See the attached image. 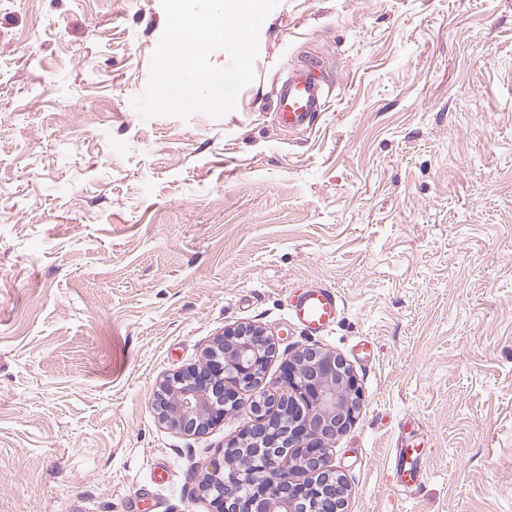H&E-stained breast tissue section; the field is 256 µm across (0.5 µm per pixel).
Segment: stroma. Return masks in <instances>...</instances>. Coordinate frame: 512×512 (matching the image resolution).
Here are the masks:
<instances>
[{"mask_svg":"<svg viewBox=\"0 0 512 512\" xmlns=\"http://www.w3.org/2000/svg\"><path fill=\"white\" fill-rule=\"evenodd\" d=\"M165 21L0 0V512H210L243 419L186 436L154 391L240 323L277 341L270 392L303 348L350 365L346 512H512V0H281L218 119L133 107ZM313 57L331 102L284 128ZM311 285L344 301L320 335ZM292 318L309 334L328 330L341 313L342 299L333 288H301L292 300ZM424 441H412L400 448L395 465V473L402 483L411 484L419 478V459L422 455V448H425Z\"/></svg>","mask_w":512,"mask_h":512,"instance_id":"35a3bbf8","label":"stroma"}]
</instances>
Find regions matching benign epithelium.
<instances>
[{
	"mask_svg": "<svg viewBox=\"0 0 512 512\" xmlns=\"http://www.w3.org/2000/svg\"><path fill=\"white\" fill-rule=\"evenodd\" d=\"M275 338L260 326L224 329L199 364L166 375L154 403L159 419L203 435L238 412L241 436L200 485L212 512H345L347 486L326 443L352 424L361 394L340 356L304 348L281 365L283 392L263 389ZM253 393L249 409L240 394Z\"/></svg>",
	"mask_w": 512,
	"mask_h": 512,
	"instance_id": "7a95c632",
	"label": "benign epithelium"
}]
</instances>
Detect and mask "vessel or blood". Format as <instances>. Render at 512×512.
I'll return each instance as SVG.
<instances>
[{
	"mask_svg": "<svg viewBox=\"0 0 512 512\" xmlns=\"http://www.w3.org/2000/svg\"><path fill=\"white\" fill-rule=\"evenodd\" d=\"M319 59H310L295 70L281 89L277 100V119L288 128L307 127L323 107V89L317 78ZM292 318L304 330L318 334L335 324L342 299L333 288L305 287L292 300ZM424 441H413L400 448L395 473L400 482L411 484L419 478V459Z\"/></svg>",
	"mask_w": 512,
	"mask_h": 512,
	"instance_id": "obj_1",
	"label": "vessel or blood"
}]
</instances>
